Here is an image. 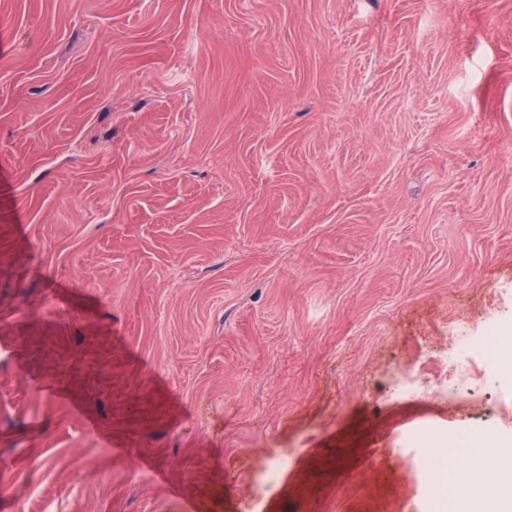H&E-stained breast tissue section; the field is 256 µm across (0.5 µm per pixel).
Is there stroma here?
<instances>
[{"label":"stroma","instance_id":"obj_1","mask_svg":"<svg viewBox=\"0 0 512 512\" xmlns=\"http://www.w3.org/2000/svg\"><path fill=\"white\" fill-rule=\"evenodd\" d=\"M510 331L512 0H0V512H436Z\"/></svg>","mask_w":512,"mask_h":512}]
</instances>
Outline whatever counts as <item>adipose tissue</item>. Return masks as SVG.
Masks as SVG:
<instances>
[{
    "label": "adipose tissue",
    "mask_w": 512,
    "mask_h": 512,
    "mask_svg": "<svg viewBox=\"0 0 512 512\" xmlns=\"http://www.w3.org/2000/svg\"><path fill=\"white\" fill-rule=\"evenodd\" d=\"M439 483H465V496L450 494L441 512H512V440L473 442L460 453L453 471L433 467Z\"/></svg>",
    "instance_id": "obj_1"
}]
</instances>
